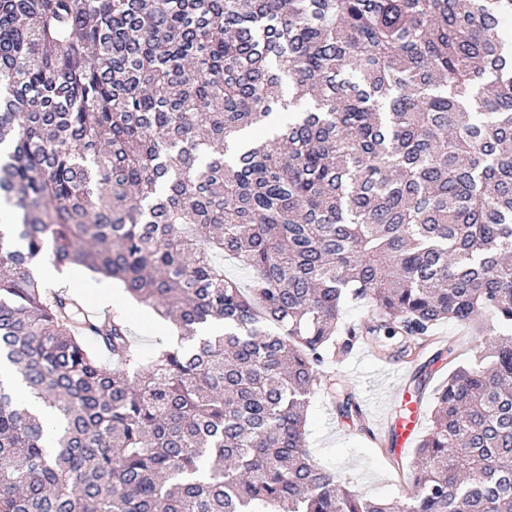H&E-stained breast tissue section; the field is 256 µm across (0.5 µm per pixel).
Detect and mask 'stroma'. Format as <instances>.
I'll list each match as a JSON object with an SVG mask.
<instances>
[{
	"mask_svg": "<svg viewBox=\"0 0 512 512\" xmlns=\"http://www.w3.org/2000/svg\"><path fill=\"white\" fill-rule=\"evenodd\" d=\"M103 282V276L89 271L76 276L68 270L51 280L50 285L79 295L90 314L112 310L125 315L132 342L145 353L168 347L167 333L150 324L152 309L140 304L135 311H127V295L104 297L100 290ZM479 336L475 325L446 321L435 329L432 345L411 356L388 358L370 345L361 344L347 355L330 360L324 366L326 375L340 374L348 379L362 420L353 423L338 418L327 394H316L306 422L307 445L313 459L339 471L364 496L383 502L403 497L415 466V455L410 450H393L389 426L402 414L409 399H420L423 417H430L433 390L447 375L449 363L435 359V352L452 350L456 363H466ZM421 369L428 374L422 389L416 380Z\"/></svg>",
	"mask_w": 512,
	"mask_h": 512,
	"instance_id": "obj_1",
	"label": "stroma"
}]
</instances>
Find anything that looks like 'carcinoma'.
Returning a JSON list of instances; mask_svg holds the SVG:
<instances>
[{
	"label": "carcinoma",
	"instance_id": "cac0c4a2",
	"mask_svg": "<svg viewBox=\"0 0 512 512\" xmlns=\"http://www.w3.org/2000/svg\"><path fill=\"white\" fill-rule=\"evenodd\" d=\"M511 24L512 0H0V512H512ZM42 263L180 344L145 362ZM484 319L507 333L434 390L410 492L312 459L318 390L361 420L329 357Z\"/></svg>",
	"mask_w": 512,
	"mask_h": 512
}]
</instances>
